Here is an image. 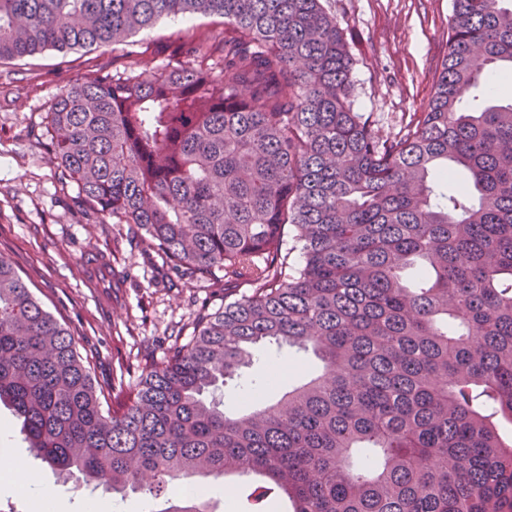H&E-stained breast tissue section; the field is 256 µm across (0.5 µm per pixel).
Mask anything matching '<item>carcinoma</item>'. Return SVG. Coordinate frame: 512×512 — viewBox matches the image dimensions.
Instances as JSON below:
<instances>
[{
    "label": "carcinoma",
    "mask_w": 512,
    "mask_h": 512,
    "mask_svg": "<svg viewBox=\"0 0 512 512\" xmlns=\"http://www.w3.org/2000/svg\"><path fill=\"white\" fill-rule=\"evenodd\" d=\"M452 8L426 111L384 137L353 110V58L322 0H0V63L224 19L220 42L162 68L60 92L48 150L82 204L174 272L249 287L109 398L0 256V403L35 458L114 493L252 475L256 512L273 493L291 512H512V101L460 106L512 78V0ZM272 345L312 352L321 374L271 402L268 374L226 411L215 391ZM210 504L175 496L165 512Z\"/></svg>",
    "instance_id": "obj_1"
}]
</instances>
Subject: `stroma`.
<instances>
[{
  "instance_id": "1",
  "label": "stroma",
  "mask_w": 512,
  "mask_h": 512,
  "mask_svg": "<svg viewBox=\"0 0 512 512\" xmlns=\"http://www.w3.org/2000/svg\"><path fill=\"white\" fill-rule=\"evenodd\" d=\"M346 31L354 58L351 100L392 136L425 111L448 44L452 0H325ZM220 18L166 20L138 33L135 50L158 66L175 44L220 40ZM128 63L124 46L47 51L0 64V255L8 257L44 307L64 322L96 384L134 388L143 367L164 361L192 336L200 313L222 310L246 294L235 281L179 278L162 255L144 249L126 225L102 221L79 203L74 184L62 183L47 150L46 116L57 95L93 74ZM112 264L111 286L92 287L79 275L93 254ZM0 451L22 460L43 493L84 512L90 498L112 512H163L166 495L118 496L65 482L31 456L20 423L0 406Z\"/></svg>"
}]
</instances>
